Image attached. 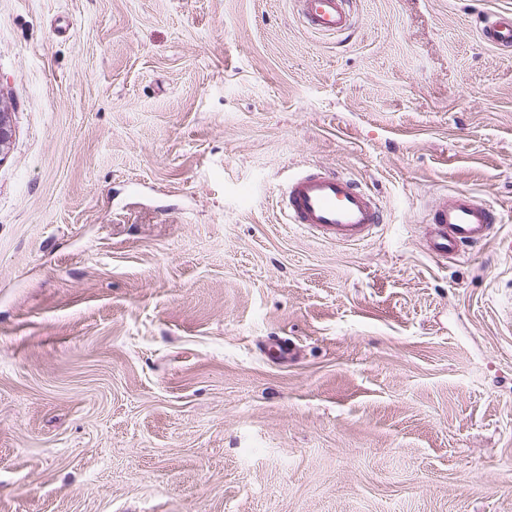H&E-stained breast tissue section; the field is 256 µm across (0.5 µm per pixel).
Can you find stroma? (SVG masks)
<instances>
[{
  "mask_svg": "<svg viewBox=\"0 0 512 512\" xmlns=\"http://www.w3.org/2000/svg\"><path fill=\"white\" fill-rule=\"evenodd\" d=\"M512 0H0V512H512ZM384 222L286 223L309 166ZM466 191L501 214L423 246ZM296 7L311 33L341 35L354 26L352 0H297ZM483 40L503 51L512 48V13L497 14L485 19L481 29ZM499 219L491 204L459 191L435 207L424 247L436 256L454 260L465 248L487 243Z\"/></svg>",
  "mask_w": 512,
  "mask_h": 512,
  "instance_id": "stroma-1",
  "label": "stroma"
}]
</instances>
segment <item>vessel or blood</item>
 <instances>
[{
	"mask_svg": "<svg viewBox=\"0 0 512 512\" xmlns=\"http://www.w3.org/2000/svg\"><path fill=\"white\" fill-rule=\"evenodd\" d=\"M299 18L315 34L341 35L354 25L353 0H296ZM483 40L497 49H512V13L485 19ZM277 205L288 223L345 245L360 244L383 222L375 196L343 173L318 166L288 181ZM500 214L491 204L460 191L434 209L424 246L452 260L465 248L487 243Z\"/></svg>",
	"mask_w": 512,
	"mask_h": 512,
	"instance_id": "obj_1",
	"label": "vessel or blood"
}]
</instances>
